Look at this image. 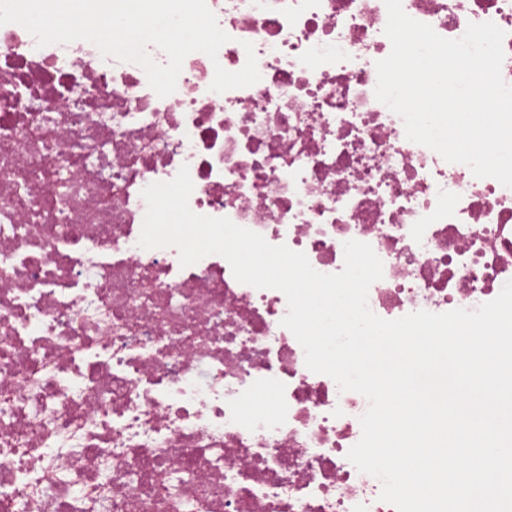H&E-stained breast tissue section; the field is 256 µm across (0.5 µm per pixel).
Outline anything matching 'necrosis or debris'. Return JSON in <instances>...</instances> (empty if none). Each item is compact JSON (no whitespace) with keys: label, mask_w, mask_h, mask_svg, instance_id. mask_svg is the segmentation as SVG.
Listing matches in <instances>:
<instances>
[{"label":"necrosis or debris","mask_w":512,"mask_h":512,"mask_svg":"<svg viewBox=\"0 0 512 512\" xmlns=\"http://www.w3.org/2000/svg\"><path fill=\"white\" fill-rule=\"evenodd\" d=\"M230 37L159 97L86 41L0 25V512H397L347 458L367 399L310 371L277 289L221 255L138 244L143 189L335 274L371 245L368 307L473 310L512 280V188L407 139L375 97L384 0H206ZM441 37L512 0H402ZM252 43L261 79L211 91Z\"/></svg>","instance_id":"obj_1"}]
</instances>
